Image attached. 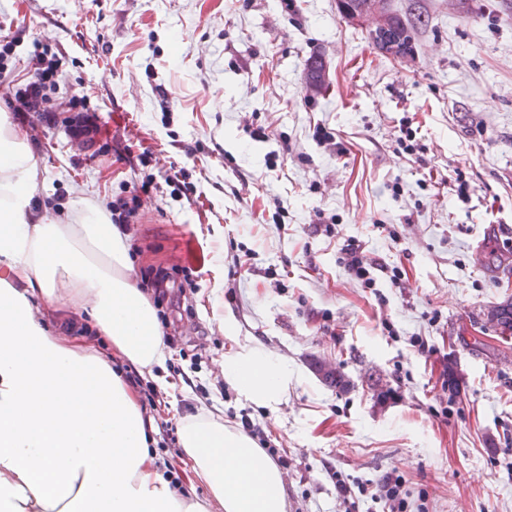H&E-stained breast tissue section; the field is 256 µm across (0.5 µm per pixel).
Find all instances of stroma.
I'll use <instances>...</instances> for the list:
<instances>
[{
	"label": "stroma",
	"mask_w": 512,
	"mask_h": 512,
	"mask_svg": "<svg viewBox=\"0 0 512 512\" xmlns=\"http://www.w3.org/2000/svg\"><path fill=\"white\" fill-rule=\"evenodd\" d=\"M388 7L430 18L412 62L374 49L336 0H0V125L33 151L34 200L62 223L152 179L125 223L134 275L192 272L179 302L154 304L170 338L155 422L166 466L181 469L182 419L202 406L278 449L288 512H382L358 487L390 473L426 512H512V339L487 317L512 298L487 267L493 252L512 261V7ZM38 46L64 58L56 98L96 112L91 141L76 143L65 113L10 111L3 94L30 81ZM314 54L329 79L310 98ZM350 243L375 287L346 268ZM37 317L54 335L73 322L88 352L110 347L64 305ZM237 341L287 364L281 410L225 383L217 363Z\"/></svg>",
	"instance_id": "obj_1"
}]
</instances>
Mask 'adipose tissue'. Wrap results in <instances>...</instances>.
<instances>
[{
	"mask_svg": "<svg viewBox=\"0 0 512 512\" xmlns=\"http://www.w3.org/2000/svg\"><path fill=\"white\" fill-rule=\"evenodd\" d=\"M35 161L0 139V512H288L279 467L248 434L211 414L186 417L180 445L190 498L168 474L137 393L109 358L49 335L35 302L89 316L144 370L168 344L132 273L125 229L99 207L58 224L33 202ZM240 398L269 409L292 375L264 350L239 345L220 362Z\"/></svg>",
	"mask_w": 512,
	"mask_h": 512,
	"instance_id": "1",
	"label": "adipose tissue"
}]
</instances>
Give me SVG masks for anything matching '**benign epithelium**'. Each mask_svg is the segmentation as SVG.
<instances>
[{
  "mask_svg": "<svg viewBox=\"0 0 512 512\" xmlns=\"http://www.w3.org/2000/svg\"><path fill=\"white\" fill-rule=\"evenodd\" d=\"M336 8L344 20L365 28L383 55L405 61L414 54L407 47L406 34L394 27L387 0H336Z\"/></svg>",
  "mask_w": 512,
  "mask_h": 512,
  "instance_id": "7a95c632",
  "label": "benign epithelium"
}]
</instances>
